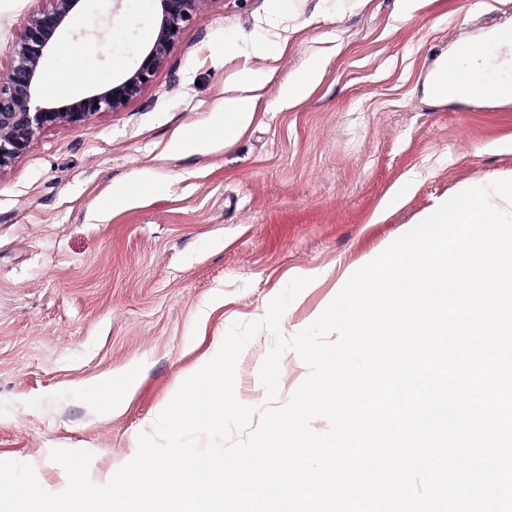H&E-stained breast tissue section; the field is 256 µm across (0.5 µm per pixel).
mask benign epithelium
<instances>
[{
  "label": "benign epithelium",
  "mask_w": 512,
  "mask_h": 512,
  "mask_svg": "<svg viewBox=\"0 0 512 512\" xmlns=\"http://www.w3.org/2000/svg\"><path fill=\"white\" fill-rule=\"evenodd\" d=\"M80 2L52 0L51 8L32 16L14 45L10 68L0 76V170L22 156L41 130L57 125L76 129L87 117L120 110L138 97L193 20L201 0H159L160 22L150 49L124 80L63 104L48 102L40 95L42 62Z\"/></svg>",
  "instance_id": "7a95c632"
}]
</instances>
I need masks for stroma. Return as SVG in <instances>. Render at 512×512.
Segmentation results:
<instances>
[{"instance_id": "1", "label": "stroma", "mask_w": 512, "mask_h": 512, "mask_svg": "<svg viewBox=\"0 0 512 512\" xmlns=\"http://www.w3.org/2000/svg\"><path fill=\"white\" fill-rule=\"evenodd\" d=\"M396 2L339 15L328 0H202L140 96L41 130L0 171V460L59 493L51 450L85 449L103 482L231 325L262 319L293 278L309 283L281 319L287 337L436 202L512 179V98L423 92L444 56L512 28V0H412L406 15ZM49 6L0 0V75ZM156 22L155 0H81L44 73L64 81L72 47L98 85L121 79ZM315 58L319 83L283 103ZM245 83L258 106L236 142L172 149ZM121 190L128 205L110 209ZM273 345L263 329L241 353V403L266 406Z\"/></svg>"}]
</instances>
